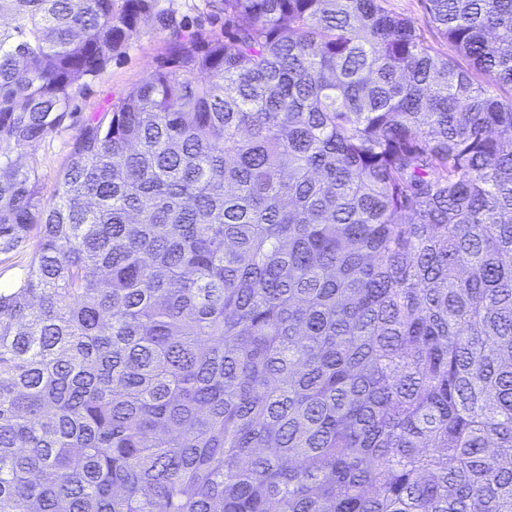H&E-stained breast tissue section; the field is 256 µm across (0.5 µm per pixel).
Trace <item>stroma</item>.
Instances as JSON below:
<instances>
[{
	"mask_svg": "<svg viewBox=\"0 0 512 512\" xmlns=\"http://www.w3.org/2000/svg\"><path fill=\"white\" fill-rule=\"evenodd\" d=\"M156 7L173 12L191 32H210L221 28L220 22L210 17L206 0H156ZM168 39V31L158 25L154 15L143 16L137 37L112 58L100 76L87 81L81 93L71 101L61 126L21 151L19 163L35 170L43 199L48 200L55 195L60 174L69 160L73 139L84 121L111 109L122 93L139 83L155 67Z\"/></svg>",
	"mask_w": 512,
	"mask_h": 512,
	"instance_id": "1",
	"label": "stroma"
}]
</instances>
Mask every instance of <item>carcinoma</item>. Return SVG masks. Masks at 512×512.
Listing matches in <instances>:
<instances>
[{
	"mask_svg": "<svg viewBox=\"0 0 512 512\" xmlns=\"http://www.w3.org/2000/svg\"><path fill=\"white\" fill-rule=\"evenodd\" d=\"M0 0V512H512V0ZM454 51H441L423 27ZM157 10L172 11L178 20L186 24L189 32L202 30L203 32H220L224 19L215 21L208 14L206 0H155ZM168 39L169 31L158 25L154 12L143 16L138 36L120 54L112 57L100 76L86 81L81 93L71 101L61 126L20 152L19 163L26 168H34L43 199L50 200L55 195L60 174L69 160L74 136L84 121L110 110L122 93L139 83L156 66ZM39 235L36 230L18 249L9 253H0V289L2 291L18 285L26 272L33 252L38 245Z\"/></svg>",
	"mask_w": 512,
	"mask_h": 512,
	"instance_id": "obj_1",
	"label": "carcinoma"
}]
</instances>
